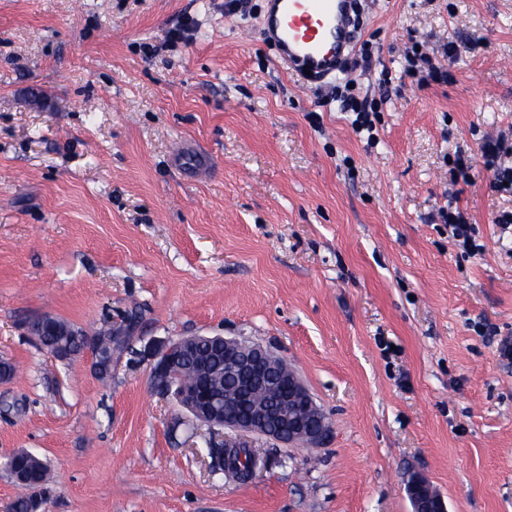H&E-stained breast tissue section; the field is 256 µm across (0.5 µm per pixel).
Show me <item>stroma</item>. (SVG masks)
Returning <instances> with one entry per match:
<instances>
[{
	"label": "stroma",
	"mask_w": 512,
	"mask_h": 512,
	"mask_svg": "<svg viewBox=\"0 0 512 512\" xmlns=\"http://www.w3.org/2000/svg\"><path fill=\"white\" fill-rule=\"evenodd\" d=\"M266 0H0V512L24 449L44 512H412L423 474L447 512H512V210L455 148L512 133V0H361L391 92L373 140L333 80L306 83L259 34ZM454 43L448 80L403 73ZM456 202L481 255L437 217ZM92 335L133 320L107 379L47 354L29 324ZM272 347L323 408L321 447L266 438L245 483L207 427L154 388L153 344ZM474 155L467 153V151L456 148L452 156H449L448 161L450 162L453 177V182L458 183L462 180L465 184L472 182V172L474 170ZM15 455V459L14 454L9 457L6 466L11 469L12 477L17 486L36 503L35 512H39L42 506V499L38 495L40 487L30 483L24 474L12 469L13 460H15L16 466L20 471L26 473L32 482L39 483L41 487H44L49 482L50 470L41 459L29 456L26 451H19Z\"/></svg>",
	"instance_id": "35a3bbf8"
}]
</instances>
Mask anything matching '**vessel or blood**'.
I'll return each instance as SVG.
<instances>
[{
    "label": "vessel or blood",
    "instance_id": "vessel-or-blood-1",
    "mask_svg": "<svg viewBox=\"0 0 512 512\" xmlns=\"http://www.w3.org/2000/svg\"><path fill=\"white\" fill-rule=\"evenodd\" d=\"M356 6V0H268L260 34L289 68L309 72L316 82L336 74L347 60Z\"/></svg>",
    "mask_w": 512,
    "mask_h": 512
}]
</instances>
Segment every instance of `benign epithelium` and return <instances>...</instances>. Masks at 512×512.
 Returning <instances> with one entry per match:
<instances>
[{
	"label": "benign epithelium",
	"instance_id": "1",
	"mask_svg": "<svg viewBox=\"0 0 512 512\" xmlns=\"http://www.w3.org/2000/svg\"><path fill=\"white\" fill-rule=\"evenodd\" d=\"M131 337L125 329L107 328L89 337L96 350L95 370L101 369V360L112 362L120 349L129 345ZM206 342L224 347V375L235 376L248 370L251 365L271 360L274 351L259 342L236 337L189 336L177 341L165 342L152 353V379L164 381V394L172 396L192 419L211 430L228 429L241 435L236 444L248 445L243 437L269 438L287 445L317 448L325 439L329 424L326 414L316 402L298 374L290 367L288 371V397L274 407L261 405L248 418L230 412L232 403L224 393L203 388L196 383L182 380L179 369L182 355L194 345ZM14 457H9L6 466L12 469L17 486L34 503L35 512H40L42 499L39 486L29 482L24 474L12 468ZM407 493L412 512H447L443 498L433 489L427 478L414 475L407 483Z\"/></svg>",
	"mask_w": 512,
	"mask_h": 512
}]
</instances>
